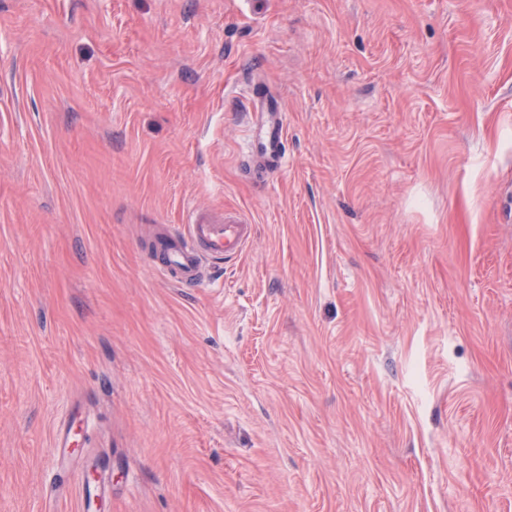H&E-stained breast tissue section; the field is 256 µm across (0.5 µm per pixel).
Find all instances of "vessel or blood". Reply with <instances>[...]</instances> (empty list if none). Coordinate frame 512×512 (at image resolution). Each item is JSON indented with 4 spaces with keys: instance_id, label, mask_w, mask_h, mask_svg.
Listing matches in <instances>:
<instances>
[{
    "instance_id": "1",
    "label": "vessel or blood",
    "mask_w": 512,
    "mask_h": 512,
    "mask_svg": "<svg viewBox=\"0 0 512 512\" xmlns=\"http://www.w3.org/2000/svg\"><path fill=\"white\" fill-rule=\"evenodd\" d=\"M250 110L246 137L250 155L266 167H281L285 156L284 114L269 96L249 90ZM254 227L238 215H213L202 209L187 212L185 231L167 229L157 240L153 253L160 272L182 287L204 284L209 268L236 257L246 248Z\"/></svg>"
}]
</instances>
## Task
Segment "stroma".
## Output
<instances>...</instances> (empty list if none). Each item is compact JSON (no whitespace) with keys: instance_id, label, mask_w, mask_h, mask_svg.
<instances>
[{"instance_id":"stroma-1","label":"stroma","mask_w":512,"mask_h":512,"mask_svg":"<svg viewBox=\"0 0 512 512\" xmlns=\"http://www.w3.org/2000/svg\"><path fill=\"white\" fill-rule=\"evenodd\" d=\"M0 512H512V0H0ZM250 110L246 137L247 150L264 161L265 168H280L285 156L286 126L284 114L266 94L248 90ZM185 227L182 232L168 227L153 250L160 272L182 287L204 284L207 267L242 253L254 231L253 224L236 214L216 216L202 209L188 210Z\"/></svg>"}]
</instances>
